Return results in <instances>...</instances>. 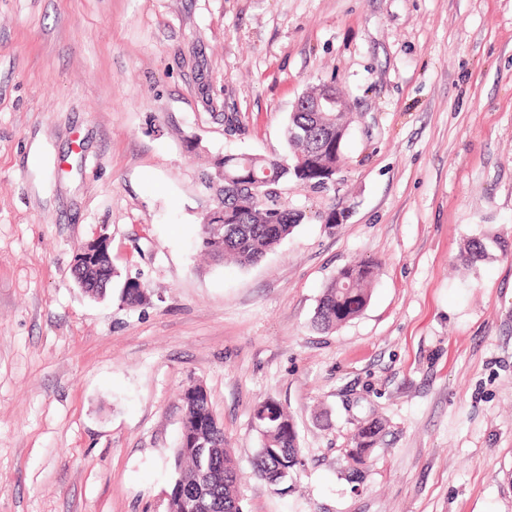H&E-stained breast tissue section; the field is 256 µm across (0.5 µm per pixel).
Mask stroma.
<instances>
[{
	"mask_svg": "<svg viewBox=\"0 0 512 512\" xmlns=\"http://www.w3.org/2000/svg\"><path fill=\"white\" fill-rule=\"evenodd\" d=\"M322 83L354 114L335 182L288 184L306 219L256 265L207 259L203 173L285 157ZM103 226L148 303L78 288ZM359 261L369 304L317 330ZM192 383L242 512H512V0H0V512H167ZM263 396L304 460L279 492L252 468ZM374 265L355 263L341 268L327 284L314 315V323L331 330L358 316L371 298ZM384 431V424L380 420H371L360 426L352 438V446L356 450V457L353 458L354 465L347 471V480L355 479L360 470L359 467L367 466L372 458L376 445L379 443Z\"/></svg>",
	"mask_w": 512,
	"mask_h": 512,
	"instance_id": "obj_1",
	"label": "stroma"
}]
</instances>
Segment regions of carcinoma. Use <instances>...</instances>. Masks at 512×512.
<instances>
[{"label": "carcinoma", "mask_w": 512, "mask_h": 512, "mask_svg": "<svg viewBox=\"0 0 512 512\" xmlns=\"http://www.w3.org/2000/svg\"><path fill=\"white\" fill-rule=\"evenodd\" d=\"M349 128L348 113L292 112L285 128L289 148L286 160L241 153L214 159L205 182L216 188V206L224 209L220 233L202 224L201 250L218 264L240 267L257 264L278 247L305 219L300 210H290L281 200V187L288 183L325 189L332 183L336 162L342 160ZM306 158L297 165L298 157ZM224 179H217L218 173ZM374 265L355 263L341 268L327 284L314 315V323L331 330L358 316L371 298ZM121 302L143 303L139 283L125 282ZM184 424L179 447L173 450L177 477L169 493V512H241L239 476L224 430L211 410L207 393L199 388L183 391ZM252 419L262 421L260 448L253 459L254 474L269 485L283 484L291 471L303 465L298 435L291 417L272 398L259 401ZM384 431L380 420L359 427L352 438L356 450L353 468L346 478L355 479L367 466Z\"/></svg>", "instance_id": "cac0c4a2"}]
</instances>
